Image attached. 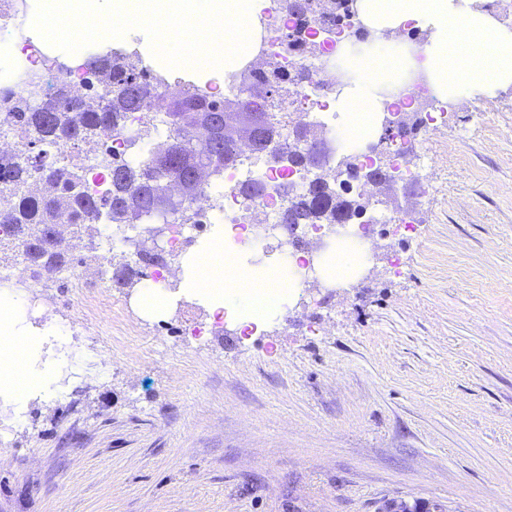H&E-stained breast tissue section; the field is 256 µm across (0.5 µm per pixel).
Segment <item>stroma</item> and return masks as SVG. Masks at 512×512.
Returning <instances> with one entry per match:
<instances>
[{
  "mask_svg": "<svg viewBox=\"0 0 512 512\" xmlns=\"http://www.w3.org/2000/svg\"><path fill=\"white\" fill-rule=\"evenodd\" d=\"M436 102L408 162L411 229L380 227L354 288H325L242 335L197 337L206 306L161 312L100 273L109 318L71 302L84 377L44 371L0 445V512H512V87L484 111Z\"/></svg>",
  "mask_w": 512,
  "mask_h": 512,
  "instance_id": "1",
  "label": "stroma"
}]
</instances>
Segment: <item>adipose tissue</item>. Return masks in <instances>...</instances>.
<instances>
[{"mask_svg":"<svg viewBox=\"0 0 512 512\" xmlns=\"http://www.w3.org/2000/svg\"><path fill=\"white\" fill-rule=\"evenodd\" d=\"M474 0H358L360 17L378 42L403 27L427 33L422 58L414 71L425 75L439 98L482 90H500L512 85V32L487 13L472 10ZM405 60L385 52L359 61L358 78L337 99L335 108L346 123L363 136L373 134L372 108L378 100L384 73L403 68ZM297 256L287 262L269 259L264 273L225 255L209 277L193 276L185 285L207 304L210 312L228 309L229 298H238L250 322L264 323L281 301L280 291L289 282L280 275L281 265L296 269ZM17 350L5 345L0 350V386L25 396L39 385Z\"/></svg>","mask_w":512,"mask_h":512,"instance_id":"obj_1","label":"adipose tissue"}]
</instances>
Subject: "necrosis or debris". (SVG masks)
I'll use <instances>...</instances> for the list:
<instances>
[{
    "mask_svg": "<svg viewBox=\"0 0 512 512\" xmlns=\"http://www.w3.org/2000/svg\"><path fill=\"white\" fill-rule=\"evenodd\" d=\"M36 8L37 0H0V165H33V158L16 148L17 128L11 120L19 110L38 109L56 87L63 85L73 91L81 108L97 113L108 108L107 99L97 91L99 80L87 62L111 52V39L67 53L34 35L32 19ZM325 26L321 17L294 15L288 12L284 0H269L251 58L225 72L219 88L170 78L164 69L152 65L142 54H135L138 67L148 76L147 106L127 113L119 129L103 134V151L83 157V164L91 170L86 194L99 197L105 193L113 154H123L130 165L138 166L166 142L169 128L158 120L166 96L234 103L261 92L274 65L296 81L278 114L284 129L309 123L313 130L337 144L340 151L364 162L372 160L373 146L354 135L334 108L337 97L352 80V49L355 41L363 38V27L351 10L344 12L332 27L331 38H322ZM289 37L296 39L297 45L286 54L281 46ZM398 94L399 102L384 103L385 112L402 115L421 110L433 98L434 91L428 82L414 79L406 69L399 75ZM236 156L235 165L225 169L223 179H206L202 196L194 203L201 222L225 224L235 243L256 252L288 242V230L280 224L279 216L293 196L307 192L306 179L301 171L269 164L263 155L245 145L238 148ZM246 174L256 175L266 184L263 195L249 197L240 192L239 184ZM0 282L23 288L22 309L27 319L40 326L52 323L54 310L29 269L0 266Z\"/></svg>",
    "mask_w": 512,
    "mask_h": 512,
    "instance_id": "1",
    "label": "necrosis or debris"
}]
</instances>
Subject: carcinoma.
<instances>
[{
	"label": "carcinoma",
	"instance_id": "carcinoma-1",
	"mask_svg": "<svg viewBox=\"0 0 512 512\" xmlns=\"http://www.w3.org/2000/svg\"><path fill=\"white\" fill-rule=\"evenodd\" d=\"M286 7L301 15L309 13L331 18L336 12V0H286ZM93 67L94 72L103 77L101 90L111 99L109 111L88 116L79 111L70 91L61 87L40 109L18 114L24 130L33 135L30 144L54 145L63 137L98 136L103 128L113 129L121 125L126 113L145 107L147 79L134 62L114 55L101 56L94 61ZM287 82L278 68H272L266 79V93L275 100L280 98L288 92ZM224 110V103L219 100L198 104L189 99L172 102L167 120L170 133H180V137L190 143V148L182 152L166 148L152 155L142 167L112 160L110 187L97 200L85 193L86 169L61 171L45 151L36 167L38 175L35 177L27 166H11L10 177L24 193L23 209L14 218L16 235L23 243L31 265L40 272L56 273L66 264L64 255L54 249L56 218L63 211L71 213L72 227L77 230L89 229L104 217L118 226L134 224L140 212L151 206L147 193H166V181L159 178L160 172L186 187L196 184L199 170L210 165V149L204 138L192 134L195 123L191 119ZM221 140V164L227 167L235 161L236 138L225 131ZM308 180V193L291 201L282 213L280 223L288 225L292 231L296 224H334L338 218L353 217L351 201L336 193V178L315 172ZM160 260L161 255L142 250L136 260H128L114 268L112 278L122 286L133 288L141 280L140 264L149 266Z\"/></svg>",
	"mask_w": 512,
	"mask_h": 512
}]
</instances>
